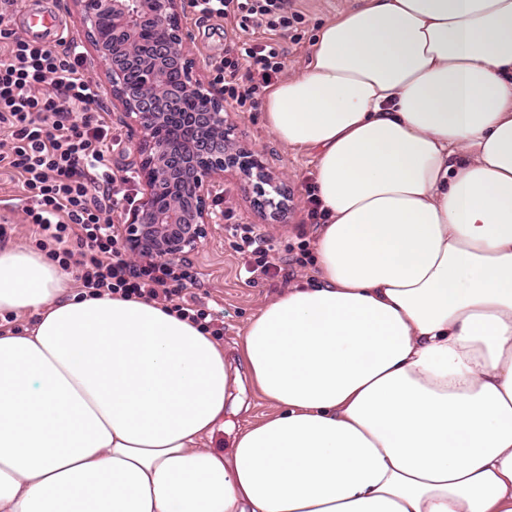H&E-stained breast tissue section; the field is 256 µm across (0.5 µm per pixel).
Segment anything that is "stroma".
<instances>
[{"instance_id": "stroma-1", "label": "stroma", "mask_w": 512, "mask_h": 512, "mask_svg": "<svg viewBox=\"0 0 512 512\" xmlns=\"http://www.w3.org/2000/svg\"><path fill=\"white\" fill-rule=\"evenodd\" d=\"M354 0H297L301 13L293 23L290 40L284 41V76L301 72L309 63L312 45L321 26L329 19L352 6ZM181 21L190 37V52L197 61L199 78L206 83H216V73L211 59L223 56L226 49L242 42L267 40L265 27L249 25L240 29L237 20H199L190 6L181 9ZM108 108L106 117L111 134L120 139L121 145L112 154L113 168L138 169L143 150L135 130L120 122L112 111L111 95H104ZM225 110L234 126V138L246 149L260 153L268 170L288 187L293 196L292 208L282 223H266L254 208L253 193L233 171L225 172L224 187L210 201L211 208L224 216L223 223L210 225L205 238L185 266L191 290L200 300L224 313V356L235 360L239 354L238 337L248 321L266 302L280 295L285 288L302 283L314 270L313 254H306L302 266H289V250L297 246L299 232H306L308 240H315L317 226H302L305 216L306 185L315 176V160L312 155L285 147L263 122L261 108L236 103L226 104ZM0 200L9 203L6 240L13 245L32 249L36 246L33 227L23 212L26 203L21 181L6 163L0 162ZM230 224H249L276 242V276L250 281L244 270L245 258L238 253L236 242L226 230ZM251 404L249 412H235L232 406L224 408V423L215 428L205 445L213 451L226 454L233 447L234 438L246 421L263 419L273 411L271 404L254 392H247Z\"/></svg>"}]
</instances>
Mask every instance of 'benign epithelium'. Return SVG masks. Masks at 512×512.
<instances>
[{
	"mask_svg": "<svg viewBox=\"0 0 512 512\" xmlns=\"http://www.w3.org/2000/svg\"><path fill=\"white\" fill-rule=\"evenodd\" d=\"M83 20V37L95 49L107 90L117 102L119 119L137 126L144 143L141 174L143 197L129 211L122 238L133 259H160L184 264L217 223L209 200L221 187L227 170L252 186L254 204L270 223L288 212V190L267 171L254 152L238 146L224 113V90L204 84L194 75L196 61L189 54V37L181 25V0H73ZM112 15V42L100 41L94 31L97 15ZM152 25L148 42L139 38L140 26ZM136 67L140 81L128 82ZM170 67L182 73L178 87L161 83ZM183 97L198 102L194 112L179 111ZM182 120L198 135L178 148L155 137L159 126Z\"/></svg>",
	"mask_w": 512,
	"mask_h": 512,
	"instance_id": "benign-epithelium-1",
	"label": "benign epithelium"
}]
</instances>
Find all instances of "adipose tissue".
I'll use <instances>...</instances> for the list:
<instances>
[{
  "mask_svg": "<svg viewBox=\"0 0 512 512\" xmlns=\"http://www.w3.org/2000/svg\"><path fill=\"white\" fill-rule=\"evenodd\" d=\"M263 109L328 221L243 371L0 248V512H512V0H357ZM245 382L278 411L215 453Z\"/></svg>",
  "mask_w": 512,
  "mask_h": 512,
  "instance_id": "ef3b65f1",
  "label": "adipose tissue"
}]
</instances>
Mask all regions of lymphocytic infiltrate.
<instances>
[{"label": "lymphocytic infiltrate", "mask_w": 512, "mask_h": 512, "mask_svg": "<svg viewBox=\"0 0 512 512\" xmlns=\"http://www.w3.org/2000/svg\"><path fill=\"white\" fill-rule=\"evenodd\" d=\"M17 0H0V131L10 141V167L19 171L27 192L24 212L39 235L37 244L63 266H75L82 289L122 297L164 298L181 318L212 336L224 328L209 318L196 296L188 295L181 266L150 260L132 264L117 245L106 217L125 195L129 176L111 168V128L102 114V92L85 73L77 39L40 44L12 27ZM203 19L240 17L264 24L272 39L242 43L215 64L224 92L235 101L253 100L275 84L282 71L280 39L299 12L292 0H191ZM246 256L250 278L275 275L276 248L253 227H227ZM77 234L82 250L67 243Z\"/></svg>", "instance_id": "f902f5d3"}]
</instances>
